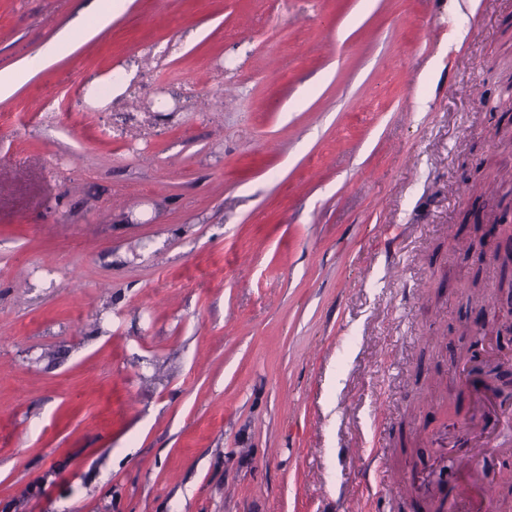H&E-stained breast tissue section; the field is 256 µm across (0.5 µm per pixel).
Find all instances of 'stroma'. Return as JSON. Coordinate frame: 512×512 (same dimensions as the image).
I'll use <instances>...</instances> for the list:
<instances>
[{"label": "stroma", "mask_w": 512, "mask_h": 512, "mask_svg": "<svg viewBox=\"0 0 512 512\" xmlns=\"http://www.w3.org/2000/svg\"><path fill=\"white\" fill-rule=\"evenodd\" d=\"M0 0V512H414L512 0ZM485 512L512 426L490 415Z\"/></svg>", "instance_id": "stroma-1"}]
</instances>
